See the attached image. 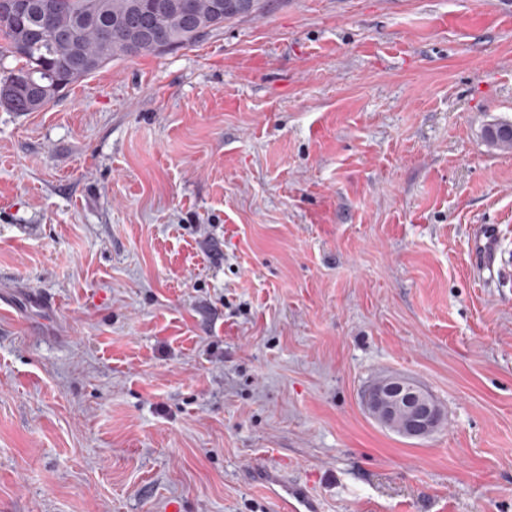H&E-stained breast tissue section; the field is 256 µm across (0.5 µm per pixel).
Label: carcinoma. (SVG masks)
<instances>
[{
	"mask_svg": "<svg viewBox=\"0 0 512 512\" xmlns=\"http://www.w3.org/2000/svg\"><path fill=\"white\" fill-rule=\"evenodd\" d=\"M179 0H0V40L21 61L0 80V102L14 112H38L56 98L38 102L28 96L31 84L70 86L116 59L158 55L162 45L178 48L197 43L225 22L261 11V0H194L197 23L177 8ZM135 22L151 35L129 36ZM482 138L491 147L512 149V122L486 125Z\"/></svg>",
	"mask_w": 512,
	"mask_h": 512,
	"instance_id": "carcinoma-1",
	"label": "carcinoma"
}]
</instances>
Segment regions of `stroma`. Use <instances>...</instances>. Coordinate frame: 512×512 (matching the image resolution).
Returning a JSON list of instances; mask_svg holds the SVG:
<instances>
[{"label":"stroma","mask_w":512,"mask_h":512,"mask_svg":"<svg viewBox=\"0 0 512 512\" xmlns=\"http://www.w3.org/2000/svg\"><path fill=\"white\" fill-rule=\"evenodd\" d=\"M512 0H263L0 104V512H512ZM445 418L406 438L372 381ZM502 128H509L510 132L504 135H497L496 137L490 136L492 129L500 130ZM482 138L491 147L502 150L512 149V122L510 121H499L492 124L486 125L482 130ZM474 271L478 277L493 280L504 261L502 232L497 224H480L471 239ZM485 274H488L486 277ZM362 400L371 418L407 438L425 437L443 421L432 396L404 376L379 379L365 390ZM284 464H263L250 474V485L266 498L270 512H321L306 487L288 482Z\"/></svg>","instance_id":"1"}]
</instances>
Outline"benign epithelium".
<instances>
[{
	"label": "benign epithelium",
	"instance_id": "obj_1",
	"mask_svg": "<svg viewBox=\"0 0 512 512\" xmlns=\"http://www.w3.org/2000/svg\"><path fill=\"white\" fill-rule=\"evenodd\" d=\"M363 405L376 422L407 438L425 437L443 421L432 396L404 376H386L370 385Z\"/></svg>",
	"mask_w": 512,
	"mask_h": 512
}]
</instances>
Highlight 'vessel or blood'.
<instances>
[{
	"label": "vessel or blood",
	"instance_id": "1",
	"mask_svg": "<svg viewBox=\"0 0 512 512\" xmlns=\"http://www.w3.org/2000/svg\"><path fill=\"white\" fill-rule=\"evenodd\" d=\"M474 271L478 276L496 277L504 261L499 225H479L471 239ZM250 483L266 498L271 512H320L306 487L289 482L284 464H264L254 469Z\"/></svg>",
	"mask_w": 512,
	"mask_h": 512
}]
</instances>
